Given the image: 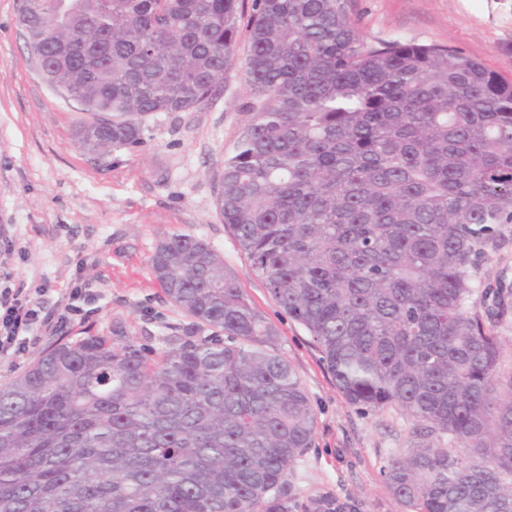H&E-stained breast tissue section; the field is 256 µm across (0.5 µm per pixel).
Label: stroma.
<instances>
[{"label": "stroma", "instance_id": "obj_1", "mask_svg": "<svg viewBox=\"0 0 512 512\" xmlns=\"http://www.w3.org/2000/svg\"><path fill=\"white\" fill-rule=\"evenodd\" d=\"M19 0H0V285L31 296L49 325L12 359H0V386L49 345L123 328L162 348L188 317L156 282L150 257L174 233L205 239L255 308L277 332L316 412L312 448L288 472L296 500L329 492L358 512H401L381 471L413 447L414 420L395 407L361 412L347 404L319 362L308 331L280 309L255 276L215 208L222 161L248 117L251 97L241 65L193 112H159L143 121L144 142L98 155L76 136L84 114L43 81L18 24ZM370 40L400 37L456 46L512 76V0H352ZM487 250L473 279L470 311L501 342L500 369L512 372V224ZM94 299L66 327L51 324L71 288Z\"/></svg>", "mask_w": 512, "mask_h": 512}]
</instances>
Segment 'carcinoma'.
Returning <instances> with one entry per match:
<instances>
[{
	"mask_svg": "<svg viewBox=\"0 0 512 512\" xmlns=\"http://www.w3.org/2000/svg\"><path fill=\"white\" fill-rule=\"evenodd\" d=\"M244 2L21 0L18 20L45 83L89 115L82 146L105 153L209 101ZM248 29L222 221L350 406H397L467 449L388 462L404 512H512V373L468 310L512 224V80L457 47L369 41L350 0H252ZM150 265L191 319L164 348L120 329L57 342L0 386V512H356L290 495L316 413L224 259L174 233Z\"/></svg>",
	"mask_w": 512,
	"mask_h": 512,
	"instance_id": "1",
	"label": "carcinoma"
}]
</instances>
